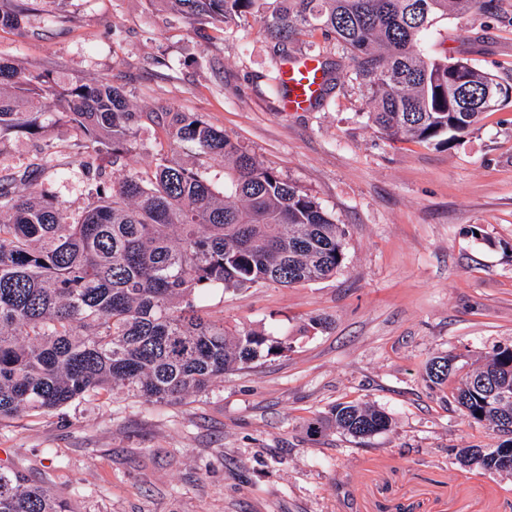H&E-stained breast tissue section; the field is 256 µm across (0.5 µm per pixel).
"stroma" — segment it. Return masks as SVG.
Segmentation results:
<instances>
[{"instance_id":"1","label":"stroma","mask_w":512,"mask_h":512,"mask_svg":"<svg viewBox=\"0 0 512 512\" xmlns=\"http://www.w3.org/2000/svg\"><path fill=\"white\" fill-rule=\"evenodd\" d=\"M0 57L62 88L123 86L144 111L169 105L224 130L346 230L345 263L292 287L214 289L213 316L287 336L288 353L225 375L180 402L105 392L53 413L0 421V469L67 499L73 512H512V476L462 465L485 428L436 385L428 363L470 364L512 345V107L452 147L393 142L356 84L284 112L278 60L256 23L188 22L164 0H25ZM512 79V0L440 20L419 42ZM71 127L0 144V177L38 165L71 217L95 179ZM340 402L391 418L360 441L307 425Z\"/></svg>"}]
</instances>
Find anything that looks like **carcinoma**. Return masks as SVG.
I'll use <instances>...</instances> for the list:
<instances>
[{"mask_svg":"<svg viewBox=\"0 0 512 512\" xmlns=\"http://www.w3.org/2000/svg\"><path fill=\"white\" fill-rule=\"evenodd\" d=\"M190 21L227 29L251 18L279 58L321 33L354 54L348 79L365 91L367 118L393 141L460 143L482 114L512 107L505 82L464 59L416 49L437 19L493 14L497 0H166ZM24 8L0 0V28ZM70 125L88 149L89 170L117 167L138 146L141 119L166 133L167 148L142 146L148 170L97 183L74 220L25 168L0 180V420L53 412L101 392L149 401L184 399L224 375L290 349L270 332L230 327L197 304L207 288L292 286L336 274L345 230L317 199L266 167L200 114H143L104 81L57 89L0 57V143L39 134L45 116ZM188 145L195 160L180 156ZM224 161L218 191L199 160ZM430 381L454 378L463 414L494 443L459 450L467 465L497 473L512 448V347H498L467 372L456 357L433 359ZM391 425L382 410L336 405L309 423L369 439ZM0 512H71L52 491L0 472Z\"/></svg>","mask_w":512,"mask_h":512,"instance_id":"cac0c4a2","label":"carcinoma"}]
</instances>
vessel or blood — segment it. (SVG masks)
I'll return each instance as SVG.
<instances>
[{"instance_id": "obj_1", "label": "vessel or blood", "mask_w": 512, "mask_h": 512, "mask_svg": "<svg viewBox=\"0 0 512 512\" xmlns=\"http://www.w3.org/2000/svg\"><path fill=\"white\" fill-rule=\"evenodd\" d=\"M283 84L282 109L286 112H305L319 100L325 89L322 61L312 54L288 57L280 68Z\"/></svg>"}]
</instances>
